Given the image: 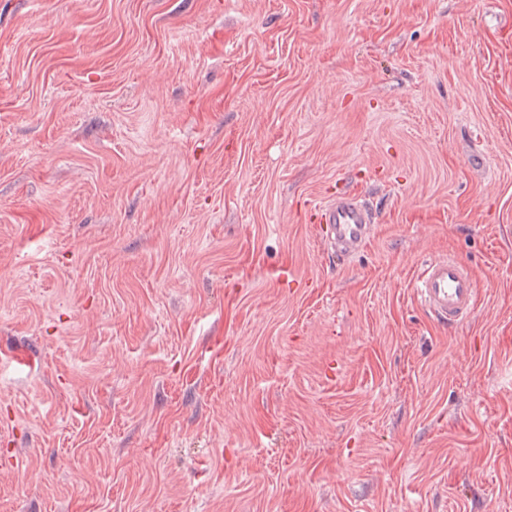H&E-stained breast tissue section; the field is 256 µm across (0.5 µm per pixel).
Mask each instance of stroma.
I'll return each instance as SVG.
<instances>
[{
	"instance_id": "1",
	"label": "stroma",
	"mask_w": 512,
	"mask_h": 512,
	"mask_svg": "<svg viewBox=\"0 0 512 512\" xmlns=\"http://www.w3.org/2000/svg\"><path fill=\"white\" fill-rule=\"evenodd\" d=\"M0 512H512V0H0ZM319 221L328 224L332 230L327 238V248L343 257L359 254L373 228V218L359 196L350 191L337 193L336 198L321 209ZM415 291L420 305L451 329L471 317L479 298L472 271L461 260L447 255L425 265Z\"/></svg>"
}]
</instances>
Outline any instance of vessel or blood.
<instances>
[{
	"label": "vessel or blood",
	"instance_id": "1",
	"mask_svg": "<svg viewBox=\"0 0 512 512\" xmlns=\"http://www.w3.org/2000/svg\"><path fill=\"white\" fill-rule=\"evenodd\" d=\"M319 220L331 229L327 248L343 257L359 254L373 228L370 214L358 195L350 191L337 193L321 209ZM416 296L429 314L453 329L471 317L479 291L472 271L461 260L446 255L422 269L416 281Z\"/></svg>",
	"mask_w": 512,
	"mask_h": 512
}]
</instances>
